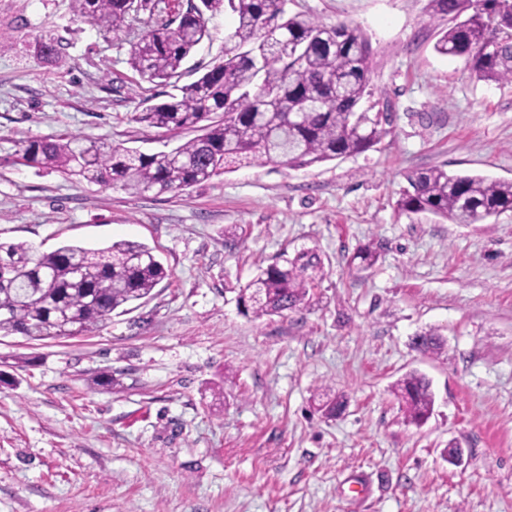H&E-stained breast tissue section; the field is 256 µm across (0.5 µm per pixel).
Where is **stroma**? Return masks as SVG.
<instances>
[{"mask_svg": "<svg viewBox=\"0 0 512 512\" xmlns=\"http://www.w3.org/2000/svg\"><path fill=\"white\" fill-rule=\"evenodd\" d=\"M187 3L150 0L106 36L70 0H0L14 39L0 52V243L138 241L168 271L93 333L0 336V512H512V211L453 224L395 210L413 171L512 180V82L437 54L448 20L429 0H288L364 33L365 104L389 114L374 148L243 164L158 197L19 161L20 142L60 134L147 154L190 139L129 119L171 91L131 70V43ZM230 25L209 18L183 83L222 56ZM46 35L58 63L33 55ZM362 246L378 255L367 270L350 263ZM302 250L325 270L310 305L244 313L257 268ZM429 329L439 352L411 344ZM412 371L435 396L420 425L391 391ZM324 393L346 401L336 418L316 409Z\"/></svg>", "mask_w": 512, "mask_h": 512, "instance_id": "35a3bbf8", "label": "stroma"}]
</instances>
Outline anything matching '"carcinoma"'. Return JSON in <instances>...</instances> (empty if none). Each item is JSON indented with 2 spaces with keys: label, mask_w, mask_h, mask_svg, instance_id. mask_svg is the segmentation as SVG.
<instances>
[{
  "label": "carcinoma",
  "mask_w": 512,
  "mask_h": 512,
  "mask_svg": "<svg viewBox=\"0 0 512 512\" xmlns=\"http://www.w3.org/2000/svg\"><path fill=\"white\" fill-rule=\"evenodd\" d=\"M430 0L435 15L451 17L435 50L463 59L487 81H512V0ZM286 0H199L173 17L149 25L131 44L128 64L141 79L169 82L208 36L206 15L233 17L224 39V60L168 99L134 112L130 120L150 128L199 135L169 151L146 154L78 135L28 139L19 154L28 165L49 168L79 182L118 187L139 197L179 194L235 165L297 167L365 152L388 134L382 117L361 109L369 83L370 46L353 26L327 25L290 14ZM74 20L118 35L136 12L127 0H71ZM36 58L52 63L61 43L45 36ZM397 209L429 212L455 224H478L512 210V181L450 175L442 168L407 176ZM168 276L154 250L119 240L104 249L62 245L41 252L26 241L0 243V335L32 340L86 335L112 313L151 296ZM324 277L320 257L303 251L257 269L239 289L238 301L256 318L282 316L305 306ZM414 347L437 352L444 345L430 329ZM405 417L425 422L433 411L430 381L410 373L392 388ZM345 408L328 397L318 409L334 418Z\"/></svg>",
  "instance_id": "obj_1"
}]
</instances>
